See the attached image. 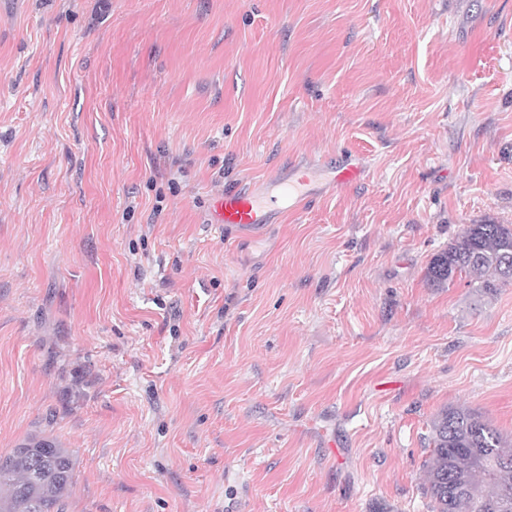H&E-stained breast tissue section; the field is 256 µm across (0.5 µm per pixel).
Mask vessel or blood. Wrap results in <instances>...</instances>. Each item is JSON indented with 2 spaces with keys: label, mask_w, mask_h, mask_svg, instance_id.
<instances>
[{
  "label": "vessel or blood",
  "mask_w": 512,
  "mask_h": 512,
  "mask_svg": "<svg viewBox=\"0 0 512 512\" xmlns=\"http://www.w3.org/2000/svg\"><path fill=\"white\" fill-rule=\"evenodd\" d=\"M362 166L356 155L345 153L338 163L326 169L327 184L345 189L358 183L362 177ZM309 176L289 178L277 183L274 192L262 197L251 192L229 189L215 205V217L220 224H266L277 214L283 204L298 207L309 197Z\"/></svg>",
  "instance_id": "vessel-or-blood-1"
}]
</instances>
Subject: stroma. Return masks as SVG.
I'll return each instance as SVG.
<instances>
[{
	"label": "stroma",
	"mask_w": 512,
	"mask_h": 512,
	"mask_svg": "<svg viewBox=\"0 0 512 512\" xmlns=\"http://www.w3.org/2000/svg\"><path fill=\"white\" fill-rule=\"evenodd\" d=\"M352 151L348 190L211 223ZM512 0H0V456L66 512H429L430 423L512 440ZM311 178L306 174L293 179L291 176L275 184V190L265 197L252 192L229 189L216 201V224H268L272 215L288 201L297 208L310 196ZM480 280L478 288L493 293L512 284V225L482 222L469 224L437 255L427 269L434 286L451 283L455 278ZM73 486L66 448L32 436L0 457V512H63Z\"/></svg>",
	"instance_id": "obj_1"
}]
</instances>
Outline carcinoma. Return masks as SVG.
Instances as JSON below:
<instances>
[{"mask_svg":"<svg viewBox=\"0 0 512 512\" xmlns=\"http://www.w3.org/2000/svg\"><path fill=\"white\" fill-rule=\"evenodd\" d=\"M457 277L480 281L485 293L512 284V225H467L427 269L435 286ZM430 445L423 469L431 512H502L512 504V448L479 415L441 411ZM72 486L71 454L51 440L33 436L0 457V512H63Z\"/></svg>","mask_w":512,"mask_h":512,"instance_id":"1","label":"carcinoma"}]
</instances>
